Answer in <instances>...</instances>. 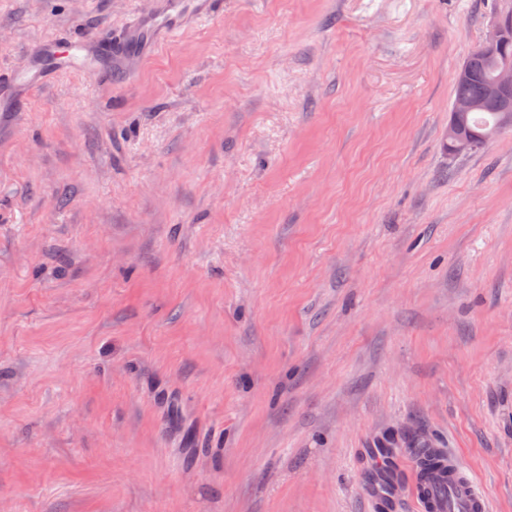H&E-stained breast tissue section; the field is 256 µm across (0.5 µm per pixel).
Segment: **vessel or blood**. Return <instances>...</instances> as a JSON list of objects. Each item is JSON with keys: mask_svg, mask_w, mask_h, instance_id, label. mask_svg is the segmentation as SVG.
<instances>
[{"mask_svg": "<svg viewBox=\"0 0 512 512\" xmlns=\"http://www.w3.org/2000/svg\"><path fill=\"white\" fill-rule=\"evenodd\" d=\"M214 0H154L150 11L134 12L129 25L119 34L81 37L58 42L40 41L30 54L31 65L21 74L0 77V100L11 102L17 93L50 82L56 74L75 67H94L103 78L131 59L142 60L147 48L157 46L178 33L186 24L213 16ZM438 481L425 489H411L410 498L423 512H489V501L464 472L457 457L439 452L435 461ZM398 472L394 461L380 462L377 480L367 493L372 498L397 505Z\"/></svg>", "mask_w": 512, "mask_h": 512, "instance_id": "b4317fda", "label": "vessel or blood"}]
</instances>
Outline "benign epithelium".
Listing matches in <instances>:
<instances>
[{"instance_id": "obj_1", "label": "benign epithelium", "mask_w": 512, "mask_h": 512, "mask_svg": "<svg viewBox=\"0 0 512 512\" xmlns=\"http://www.w3.org/2000/svg\"><path fill=\"white\" fill-rule=\"evenodd\" d=\"M512 43V14H507L494 21L480 45V52L486 56L500 58L498 73L485 91V99L494 101L501 112L498 130L512 128V57L507 55L506 48ZM483 105L481 100H455L448 119V152L451 154H467L473 151L480 141H488L496 136L488 132L481 136H473L463 129L460 120L467 112H475Z\"/></svg>"}]
</instances>
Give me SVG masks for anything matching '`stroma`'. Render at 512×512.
Masks as SVG:
<instances>
[{"label": "stroma", "mask_w": 512, "mask_h": 512, "mask_svg": "<svg viewBox=\"0 0 512 512\" xmlns=\"http://www.w3.org/2000/svg\"><path fill=\"white\" fill-rule=\"evenodd\" d=\"M151 0H0V74ZM512 0H218L0 109V512H389L385 435L512 512V130L443 148ZM378 455L385 457V461H378L377 481L369 484L367 494L376 500L396 507L399 505V498L396 496L399 479L395 463L385 451L378 450Z\"/></svg>", "instance_id": "1"}]
</instances>
